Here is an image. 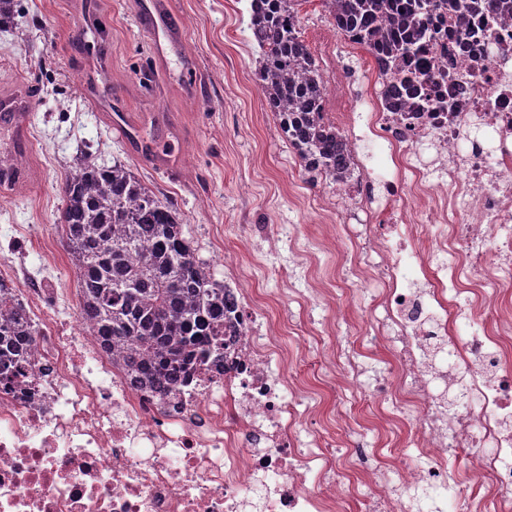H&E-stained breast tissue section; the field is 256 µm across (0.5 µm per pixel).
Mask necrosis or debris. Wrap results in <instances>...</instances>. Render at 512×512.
Masks as SVG:
<instances>
[{
    "label": "necrosis or debris",
    "mask_w": 512,
    "mask_h": 512,
    "mask_svg": "<svg viewBox=\"0 0 512 512\" xmlns=\"http://www.w3.org/2000/svg\"><path fill=\"white\" fill-rule=\"evenodd\" d=\"M470 23L463 45L455 20H434L426 106L385 97L374 70L356 92L323 51L350 159L323 208L366 220L347 234L351 302L326 327L364 332L317 363L328 391L369 388V416L335 443L309 428L318 410L301 358L260 315L240 259L224 263L239 318L223 367L166 396L130 385L54 301L46 268L19 291L36 392L0 391V512H346L352 496L366 512H448L452 497L460 512H512V20ZM379 143L382 168L370 162ZM267 239L266 258L288 261L282 296L328 304L294 232ZM394 427L414 459L380 455L375 439ZM458 453L465 465L449 466Z\"/></svg>",
    "instance_id": "obj_1"
}]
</instances>
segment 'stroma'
Here are the masks:
<instances>
[{"label": "stroma", "mask_w": 512, "mask_h": 512, "mask_svg": "<svg viewBox=\"0 0 512 512\" xmlns=\"http://www.w3.org/2000/svg\"><path fill=\"white\" fill-rule=\"evenodd\" d=\"M170 2L183 39L159 58L136 24L140 0H91L94 26L80 43L73 39L84 27L78 0H17L22 35L0 33V89L31 88L34 148L24 164L38 170L39 182L0 193V225L14 227L0 235V260L31 269L52 263L68 297L77 298V274L56 229L61 187L81 153L122 162L178 208L185 236L216 280L224 278L225 258L247 257L249 277L273 301L284 343L305 355L306 378L317 379L311 355L328 311L280 296L285 267L267 264L252 227L274 235L293 224L307 242L330 221L320 208L326 189L309 181L263 103L250 0ZM300 14L312 52L328 42L344 68L373 67L365 50L322 24L320 0H305ZM31 56L44 59L43 69L26 70ZM117 120L126 135L114 130ZM350 253L349 242L334 240L308 262L339 305L352 294Z\"/></svg>", "instance_id": "1"}]
</instances>
